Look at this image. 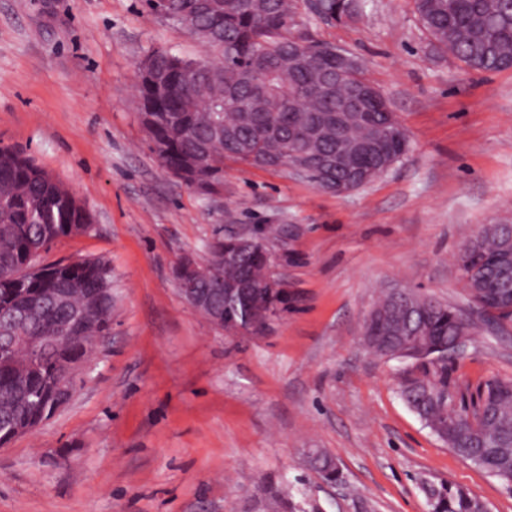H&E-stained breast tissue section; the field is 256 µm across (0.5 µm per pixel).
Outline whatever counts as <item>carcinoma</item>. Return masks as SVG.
<instances>
[{
	"label": "carcinoma",
	"instance_id": "obj_1",
	"mask_svg": "<svg viewBox=\"0 0 512 512\" xmlns=\"http://www.w3.org/2000/svg\"><path fill=\"white\" fill-rule=\"evenodd\" d=\"M429 44L476 71H500L512 60V0H411ZM307 0H167L166 18L191 21L209 54L187 58L154 49L146 54L155 75L172 85L164 111L154 113L153 139L172 167H197L213 182L224 183V160L277 169L282 156L274 143L293 141L296 151L314 159L336 158L353 144L344 166L333 169L336 182L354 190L372 182L388 165L401 162L410 140L390 102L378 93L365 112L336 125V101L368 82L363 63L343 74L331 93L323 80L336 61L313 50L321 43L298 29ZM321 11L350 21L352 0H322ZM307 50L294 67L292 56ZM324 117L313 138L297 133ZM91 216L71 191L23 152L0 148V329L20 324L21 336H55L70 311L89 316L102 336L112 329V265L103 257L59 259L34 269L27 263L40 247L83 233ZM467 306L481 310L499 332L512 324V302L497 301L512 292V224H486L456 254ZM263 252L241 247L224 263V284L248 293L264 284ZM248 296L219 299L224 323L242 320ZM412 313L400 312L395 289L374 306L363 327V341L375 356L400 364L399 393L405 404L459 456L512 485V379L491 378L470 403L450 390L448 359L466 338L462 308L407 292ZM83 351L63 341L45 356L31 378L18 382L0 365V434L5 419L33 420L67 402L71 382L63 374ZM310 466L328 482L342 480L332 456L308 452ZM259 503L270 512H299L290 488L263 478ZM428 512H482L484 503L446 482L424 486Z\"/></svg>",
	"mask_w": 512,
	"mask_h": 512
}]
</instances>
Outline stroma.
<instances>
[{
    "label": "stroma",
    "mask_w": 512,
    "mask_h": 512,
    "mask_svg": "<svg viewBox=\"0 0 512 512\" xmlns=\"http://www.w3.org/2000/svg\"><path fill=\"white\" fill-rule=\"evenodd\" d=\"M299 22L362 58L410 152L343 194L228 160L222 198L204 201L155 159L136 90L148 50L200 58L201 39L142 0H0V147L92 216L46 261L108 258L117 298L70 403L0 447V512H245L264 476L286 478L303 512H427L423 485L441 479L512 512V490L426 428L397 393L398 363L362 341L382 290L462 305L455 255L482 225L512 221V69L432 51L408 0ZM224 224L298 228L279 267L292 301L258 338L216 329L172 277ZM492 377L512 378V335L479 327L449 382ZM307 448L335 456L343 482L324 483Z\"/></svg>",
    "instance_id": "1"
}]
</instances>
